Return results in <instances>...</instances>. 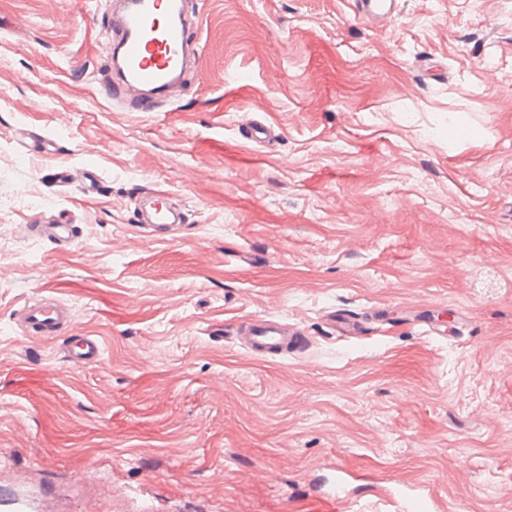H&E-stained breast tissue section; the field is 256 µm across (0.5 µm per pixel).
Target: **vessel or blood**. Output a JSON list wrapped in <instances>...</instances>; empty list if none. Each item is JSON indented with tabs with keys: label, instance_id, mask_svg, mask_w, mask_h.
<instances>
[{
	"label": "vessel or blood",
	"instance_id": "obj_1",
	"mask_svg": "<svg viewBox=\"0 0 512 512\" xmlns=\"http://www.w3.org/2000/svg\"><path fill=\"white\" fill-rule=\"evenodd\" d=\"M355 15L378 25L394 14L399 0H351ZM109 26L115 39L108 72L100 84L109 94L124 100L137 112H158L173 105L174 94L186 72L200 54L196 36L198 21L185 0H113ZM280 135L278 128L262 119L251 120L244 138L252 144H267ZM135 221L152 238L179 226L184 215L168 202L165 192L146 191L134 195ZM26 232L56 243L75 238L71 224H29ZM70 320L69 309L46 299L25 304L17 326L27 337L51 336ZM236 335L253 355L286 353L303 344L295 326L270 317H249L238 322ZM103 350L92 336L78 337L65 350L68 361L98 363ZM397 512H445L446 506L433 491L419 486L400 491L394 499ZM0 512H57L50 494L19 489L0 481Z\"/></svg>",
	"mask_w": 512,
	"mask_h": 512
}]
</instances>
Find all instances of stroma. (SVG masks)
<instances>
[{"label":"stroma","mask_w":512,"mask_h":512,"mask_svg":"<svg viewBox=\"0 0 512 512\" xmlns=\"http://www.w3.org/2000/svg\"><path fill=\"white\" fill-rule=\"evenodd\" d=\"M187 7L198 66L134 112L95 80L103 0H0V467L60 512H380L385 478L512 512V0H402L382 30L348 0ZM242 112L277 141L246 147ZM136 187L183 209L170 240L135 227ZM44 295L72 321L24 338ZM264 316L306 346L245 354L234 328ZM85 335L100 364L66 360ZM333 466L374 476L356 506L319 494ZM31 237L46 238L55 243H68L75 239V227L71 224H26L23 232Z\"/></svg>","instance_id":"obj_1"}]
</instances>
